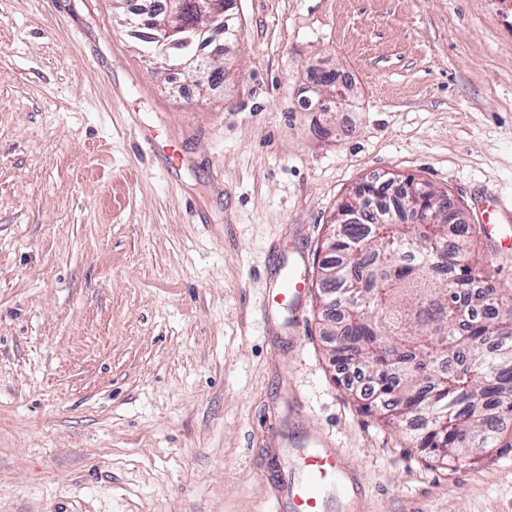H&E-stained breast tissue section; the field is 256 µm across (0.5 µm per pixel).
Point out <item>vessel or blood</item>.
<instances>
[{"label":"vessel or blood","instance_id":"1","mask_svg":"<svg viewBox=\"0 0 512 512\" xmlns=\"http://www.w3.org/2000/svg\"><path fill=\"white\" fill-rule=\"evenodd\" d=\"M151 150L164 151L170 165L180 164L182 155L175 143L162 140L156 131L142 133ZM478 218L489 239L503 256L512 255V199L496 195L485 198ZM272 290V306L266 315L282 314L289 328H296L308 292L307 267L302 255L289 257L279 265ZM289 463L297 464L296 475L287 477L274 498V512H333L334 502L349 497L351 467L340 448L330 439L312 435L292 443Z\"/></svg>","mask_w":512,"mask_h":512}]
</instances>
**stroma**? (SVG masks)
Here are the masks:
<instances>
[{"label":"stroma","instance_id":"stroma-1","mask_svg":"<svg viewBox=\"0 0 512 512\" xmlns=\"http://www.w3.org/2000/svg\"><path fill=\"white\" fill-rule=\"evenodd\" d=\"M501 8L234 0L233 70L202 91L112 0H0V512H272L311 432L357 512H512V458L437 462L339 384L315 299L293 335L260 316L277 259L317 271L366 178L415 177L471 224L512 196ZM319 60L352 87L328 112L304 104ZM142 138L144 144L152 151L159 152L161 148L164 151L170 165L176 166L182 162V155L177 149L176 144L170 140H166L162 144L161 136L158 132L145 129L142 133Z\"/></svg>","mask_w":512,"mask_h":512}]
</instances>
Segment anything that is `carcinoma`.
<instances>
[{
	"label": "carcinoma",
	"instance_id": "obj_1",
	"mask_svg": "<svg viewBox=\"0 0 512 512\" xmlns=\"http://www.w3.org/2000/svg\"><path fill=\"white\" fill-rule=\"evenodd\" d=\"M203 20L195 0H184V26L172 42H145L153 56L173 53L184 60L200 55L192 28ZM415 178L361 182L338 208L357 219L332 226V244L319 263L316 300L338 312L324 319L335 363L356 365L377 397L371 404L400 425L416 416L425 435L415 439L448 465L482 454L512 455V432L504 427L512 403V289L461 300L481 279L473 262L476 227L454 217L448 237V195L424 193L435 215L430 226L410 220L405 186Z\"/></svg>",
	"mask_w": 512,
	"mask_h": 512
}]
</instances>
